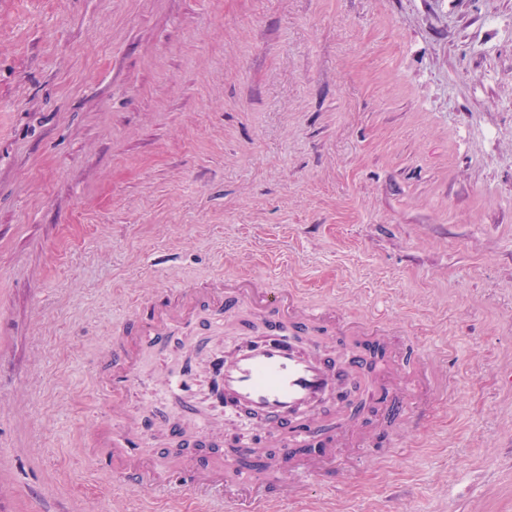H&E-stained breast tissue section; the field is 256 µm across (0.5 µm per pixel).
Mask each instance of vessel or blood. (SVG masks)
Instances as JSON below:
<instances>
[{"instance_id": "obj_1", "label": "vessel or blood", "mask_w": 512, "mask_h": 512, "mask_svg": "<svg viewBox=\"0 0 512 512\" xmlns=\"http://www.w3.org/2000/svg\"><path fill=\"white\" fill-rule=\"evenodd\" d=\"M310 322L335 324L336 312L310 308L300 300L298 289L282 290L280 311L270 318L268 334L232 338L225 352L211 362L212 398L237 429L231 438L237 449L231 466L238 485L252 492L250 498L236 501L234 512H265L267 492L257 473L275 477L286 470L295 482L306 484L318 476L323 458L347 442L359 448L369 444L367 436L333 430L316 416L342 393L353 374L363 370L365 360L357 358L348 369L340 370L319 344L301 348L294 333ZM368 345L383 352L377 370L380 387L374 390V398L392 393L418 397L422 367L417 348L400 347L377 327L370 330ZM194 387L192 372L171 379L167 392L172 404H186ZM223 481V470L198 463L189 489L204 498Z\"/></svg>"}]
</instances>
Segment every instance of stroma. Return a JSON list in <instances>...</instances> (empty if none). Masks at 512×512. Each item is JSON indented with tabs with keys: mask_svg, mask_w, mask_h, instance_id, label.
Masks as SVG:
<instances>
[{
	"mask_svg": "<svg viewBox=\"0 0 512 512\" xmlns=\"http://www.w3.org/2000/svg\"><path fill=\"white\" fill-rule=\"evenodd\" d=\"M299 289L404 331L428 400L278 512H512V0H0V512H227L209 359ZM199 299L116 382L122 330ZM197 375V417L160 404ZM111 385L103 395V385ZM142 434L147 497L89 446ZM224 484V470L218 469L209 463H196L194 466L193 481L188 486L196 496L207 498L209 490L217 485ZM159 469L155 466V470L143 468L139 465H129L122 468L123 474L133 475L144 487H146L152 493H163L166 489V485L158 481L156 477V470Z\"/></svg>",
	"mask_w": 512,
	"mask_h": 512,
	"instance_id": "stroma-1",
	"label": "stroma"
}]
</instances>
